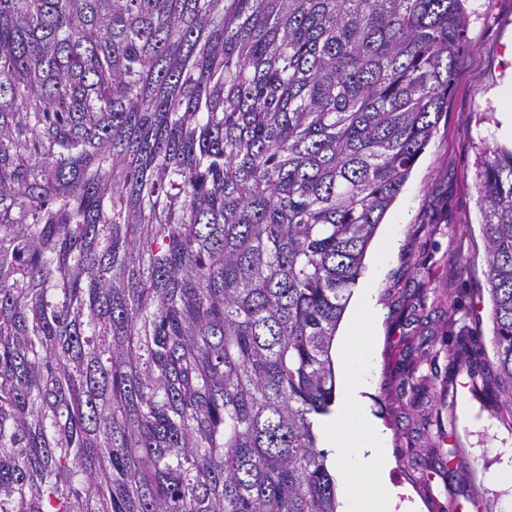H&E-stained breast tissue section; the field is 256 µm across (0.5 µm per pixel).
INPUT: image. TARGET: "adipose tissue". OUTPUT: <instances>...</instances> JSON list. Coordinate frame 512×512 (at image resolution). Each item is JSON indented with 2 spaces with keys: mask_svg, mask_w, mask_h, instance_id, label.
<instances>
[{
  "mask_svg": "<svg viewBox=\"0 0 512 512\" xmlns=\"http://www.w3.org/2000/svg\"><path fill=\"white\" fill-rule=\"evenodd\" d=\"M360 315L349 321L338 351L339 407L318 426L330 465L342 488L340 512H409L404 487L389 478L388 435L372 414L367 393L374 359L377 316L370 289L358 295Z\"/></svg>",
  "mask_w": 512,
  "mask_h": 512,
  "instance_id": "adipose-tissue-1",
  "label": "adipose tissue"
}]
</instances>
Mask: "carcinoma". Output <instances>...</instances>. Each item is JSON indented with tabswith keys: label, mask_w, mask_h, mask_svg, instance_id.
Here are the masks:
<instances>
[{
	"label": "carcinoma",
	"mask_w": 512,
	"mask_h": 512,
	"mask_svg": "<svg viewBox=\"0 0 512 512\" xmlns=\"http://www.w3.org/2000/svg\"><path fill=\"white\" fill-rule=\"evenodd\" d=\"M469 0H0V512H338L315 421ZM512 415V141L475 185Z\"/></svg>",
	"instance_id": "1"
}]
</instances>
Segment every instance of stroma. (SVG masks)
<instances>
[{"label":"stroma","mask_w":512,"mask_h":512,"mask_svg":"<svg viewBox=\"0 0 512 512\" xmlns=\"http://www.w3.org/2000/svg\"><path fill=\"white\" fill-rule=\"evenodd\" d=\"M473 49L434 136L369 245L359 287L376 299L380 336L369 395L389 434L390 478L422 512H507L490 488L512 415L475 371L495 370L485 228L475 191L482 141L512 137V0H471ZM477 422L461 424L462 410Z\"/></svg>","instance_id":"obj_1"}]
</instances>
